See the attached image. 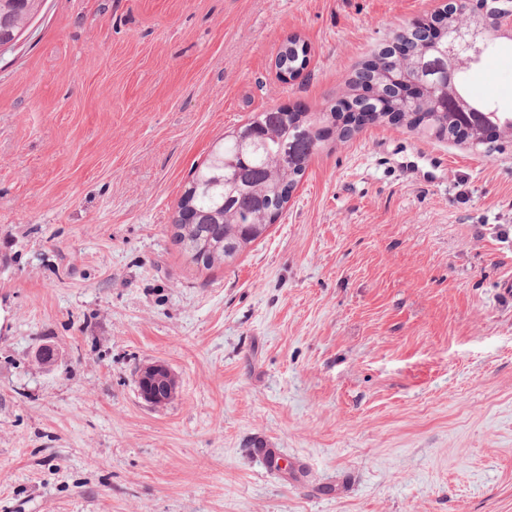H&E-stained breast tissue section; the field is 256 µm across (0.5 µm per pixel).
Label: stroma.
<instances>
[{
	"label": "stroma",
	"instance_id": "35a3bbf8",
	"mask_svg": "<svg viewBox=\"0 0 512 512\" xmlns=\"http://www.w3.org/2000/svg\"><path fill=\"white\" fill-rule=\"evenodd\" d=\"M447 2L47 0L0 56V512H512V138L333 127L232 264L172 236L223 134ZM467 75L512 113L511 41ZM309 62L308 46L297 39L288 41L278 52L275 66L279 78L288 81V78H295L307 67ZM139 395L153 407H163L174 397L176 378L168 365L155 362L139 369L136 376Z\"/></svg>",
	"mask_w": 512,
	"mask_h": 512
}]
</instances>
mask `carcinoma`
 Listing matches in <instances>:
<instances>
[{
    "label": "carcinoma",
    "instance_id": "obj_1",
    "mask_svg": "<svg viewBox=\"0 0 512 512\" xmlns=\"http://www.w3.org/2000/svg\"><path fill=\"white\" fill-rule=\"evenodd\" d=\"M44 0H0V46L13 49L38 17ZM455 10L437 12L436 29L403 34L409 45L408 65L433 55L434 45L455 35ZM308 46L297 39L278 52L275 66L279 78H294L307 67ZM350 102L384 123L393 116L421 114L423 124L437 121L425 97H406L397 83L384 82L379 68L370 62L348 82ZM345 101L338 100L322 112H285L268 109L217 142L209 158L192 172L178 206L173 238L190 262L210 269L233 262L258 237L246 238L259 214L281 213L291 198L308 161L328 125L339 120Z\"/></svg>",
    "mask_w": 512,
    "mask_h": 512
}]
</instances>
